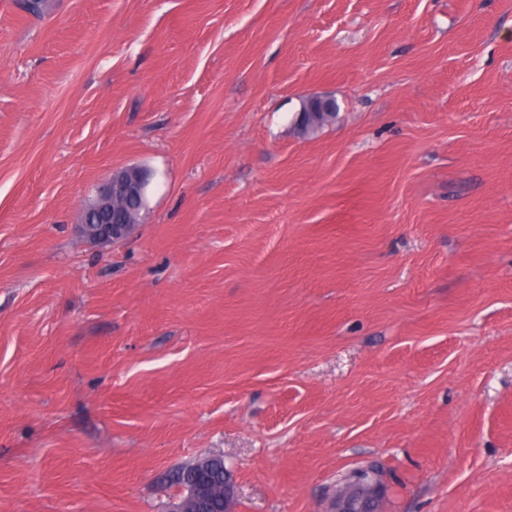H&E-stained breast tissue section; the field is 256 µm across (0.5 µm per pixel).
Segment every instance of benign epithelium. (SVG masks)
<instances>
[{"instance_id": "7a95c632", "label": "benign epithelium", "mask_w": 512, "mask_h": 512, "mask_svg": "<svg viewBox=\"0 0 512 512\" xmlns=\"http://www.w3.org/2000/svg\"><path fill=\"white\" fill-rule=\"evenodd\" d=\"M149 185L150 175L138 166L112 171L94 187L91 202L82 210L80 236L97 245H115L129 239L138 227L135 216L145 205ZM178 473L182 485L170 503L169 512H184V501L180 499L183 494L193 503L195 512H224V500L213 498L202 482L204 475L219 474L224 477L225 486H230L223 457L211 463L181 467Z\"/></svg>"}]
</instances>
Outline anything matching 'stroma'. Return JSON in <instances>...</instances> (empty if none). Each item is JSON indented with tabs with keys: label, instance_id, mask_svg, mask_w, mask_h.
Masks as SVG:
<instances>
[{
	"label": "stroma",
	"instance_id": "35a3bbf8",
	"mask_svg": "<svg viewBox=\"0 0 512 512\" xmlns=\"http://www.w3.org/2000/svg\"><path fill=\"white\" fill-rule=\"evenodd\" d=\"M0 0V512H512V0ZM339 115L312 137L302 98ZM137 165L126 242L78 235ZM194 467H180L178 473L182 479V485L180 490L177 491L171 503L168 511L170 512H183L184 503L190 500L194 505L196 512H223L224 511V500L222 498L215 499L211 496L209 485L205 486L202 482V476L208 475L213 477L215 474L221 476L224 475V481L226 489H231L230 481L226 471H224V459L219 456L213 460L212 463H201ZM186 493V498L181 500L179 496ZM188 510L185 512H195ZM228 512V511H224ZM378 477L379 471L375 466L356 472L349 483L337 489L336 499L358 502L360 507L351 512H375Z\"/></svg>",
	"mask_w": 512,
	"mask_h": 512
}]
</instances>
